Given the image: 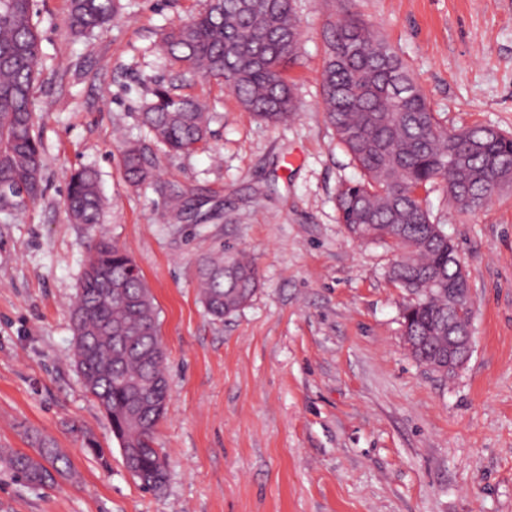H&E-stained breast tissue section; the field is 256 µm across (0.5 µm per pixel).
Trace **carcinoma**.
I'll list each match as a JSON object with an SVG mask.
<instances>
[{"mask_svg": "<svg viewBox=\"0 0 512 512\" xmlns=\"http://www.w3.org/2000/svg\"><path fill=\"white\" fill-rule=\"evenodd\" d=\"M120 0H69L67 24L78 35L109 25ZM35 0H0V209L21 214L38 199L42 144L35 133L34 97L42 60ZM300 26L292 0H204L188 20L164 30L157 53L178 68L182 85L195 79L227 83L241 106L261 120L286 124L296 115L287 67L297 57ZM326 118L360 171L336 194L339 220L357 240L397 251L389 278L411 301L403 323L413 343L448 352V322L470 326L473 303L448 308V292L464 274L444 226L431 221L429 190L442 184L461 211H473L500 183H512V134L475 125L449 130L394 48L362 18L340 19L321 71ZM212 116L192 94L162 82L141 112V123L171 153L205 142ZM127 180L139 185L154 162L141 145L123 151ZM168 218L190 213L185 193L171 189ZM64 204L75 224H97L103 198L92 170L75 173ZM201 302L222 320L254 296L259 276L243 251L221 249L198 266ZM73 358L86 391L109 417L119 444L137 460L135 478L161 488L167 470L155 447L166 413V354L150 288L123 249L99 241L87 258L71 311ZM35 455L0 449V464L33 487L69 472L61 449L35 438Z\"/></svg>", "mask_w": 512, "mask_h": 512, "instance_id": "1", "label": "carcinoma"}]
</instances>
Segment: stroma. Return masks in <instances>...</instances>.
I'll return each instance as SVG.
<instances>
[{"label": "stroma", "instance_id": "obj_1", "mask_svg": "<svg viewBox=\"0 0 512 512\" xmlns=\"http://www.w3.org/2000/svg\"><path fill=\"white\" fill-rule=\"evenodd\" d=\"M121 4L79 37L66 0H38L44 192L24 214L0 212V448L31 452L40 433L72 475L31 487L0 468V512H512V187L473 212L429 196L474 304L470 355L440 377L404 346L394 252L338 221L337 190L360 172L320 86L325 41L353 14L395 48L442 126L512 133V0H294L295 119L266 124L224 86L199 82L191 92L212 106L211 134L180 154L151 142L139 114L155 82L177 81L155 51L162 31L200 2ZM130 142L157 162L138 187L122 165ZM84 168L104 197L92 227L64 205ZM168 185L202 200L198 216L159 221ZM102 237L134 259L158 310L169 397L157 491L127 471L71 356V304ZM228 244L253 258L260 284L216 320L196 271Z\"/></svg>", "mask_w": 512, "mask_h": 512}]
</instances>
